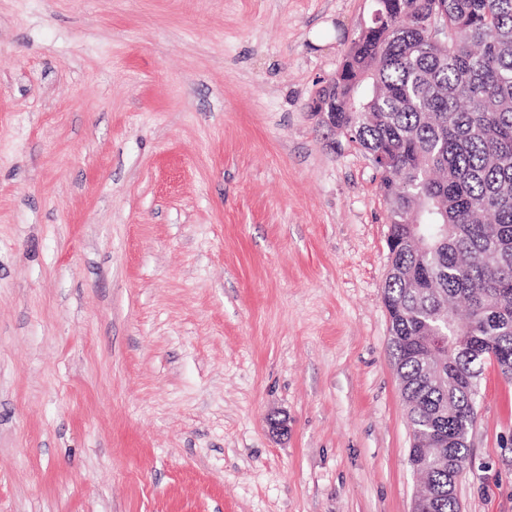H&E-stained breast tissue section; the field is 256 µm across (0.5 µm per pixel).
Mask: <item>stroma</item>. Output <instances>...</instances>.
Listing matches in <instances>:
<instances>
[{"label":"stroma","instance_id":"35a3bbf8","mask_svg":"<svg viewBox=\"0 0 512 512\" xmlns=\"http://www.w3.org/2000/svg\"><path fill=\"white\" fill-rule=\"evenodd\" d=\"M372 5L0 0V512H412L377 173L309 112Z\"/></svg>","mask_w":512,"mask_h":512}]
</instances>
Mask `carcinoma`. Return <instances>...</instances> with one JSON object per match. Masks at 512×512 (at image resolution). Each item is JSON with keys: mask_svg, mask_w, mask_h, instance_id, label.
<instances>
[{"mask_svg": "<svg viewBox=\"0 0 512 512\" xmlns=\"http://www.w3.org/2000/svg\"><path fill=\"white\" fill-rule=\"evenodd\" d=\"M317 97L336 134L378 169L395 239L382 295L408 408L421 512H459L480 376L490 357L512 382V0H383ZM443 29L432 39L430 22ZM439 338L448 382L407 343Z\"/></svg>", "mask_w": 512, "mask_h": 512, "instance_id": "carcinoma-1", "label": "carcinoma"}]
</instances>
